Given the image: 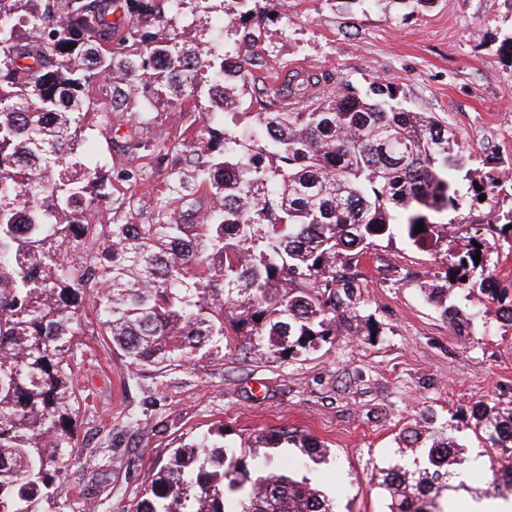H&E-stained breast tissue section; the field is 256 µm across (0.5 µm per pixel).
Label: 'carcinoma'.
<instances>
[{"instance_id": "1", "label": "carcinoma", "mask_w": 512, "mask_h": 512, "mask_svg": "<svg viewBox=\"0 0 512 512\" xmlns=\"http://www.w3.org/2000/svg\"><path fill=\"white\" fill-rule=\"evenodd\" d=\"M203 2L0 0V512H42L43 501L72 509L59 473L78 445L75 337L87 306L135 368L222 358L227 323L252 353L293 358L336 335V303L319 289L352 300L361 284L339 269L399 236L444 252L449 286L432 300L455 325L478 316L458 305L477 293L512 323V289L486 266V240L460 248L453 235L460 211L509 178H474L456 132L404 107L390 83L285 110L281 97L306 99L319 83L297 72L240 111L273 0H233L220 54L182 24ZM108 76L112 112L126 109L128 81L155 94L208 86L204 130L184 143L197 184L175 186L208 189L206 206L157 224L80 223L108 198L107 170L86 167L80 151L86 112L100 106L86 87ZM123 148L151 152L134 136ZM487 224L511 238L512 208L490 209ZM486 410L479 404L487 439H512V409ZM275 440L294 437L235 448L221 429L203 433L157 463L126 512H336L335 496L260 453ZM399 442L429 449L428 463L379 471L389 512H445L448 475L464 463L458 445L442 429L413 428ZM299 448L327 460L305 437Z\"/></svg>"}]
</instances>
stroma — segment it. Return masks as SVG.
I'll list each match as a JSON object with an SVG mask.
<instances>
[{
	"instance_id": "1",
	"label": "stroma",
	"mask_w": 512,
	"mask_h": 512,
	"mask_svg": "<svg viewBox=\"0 0 512 512\" xmlns=\"http://www.w3.org/2000/svg\"><path fill=\"white\" fill-rule=\"evenodd\" d=\"M273 13L259 69L268 83L307 71L319 78L318 97L346 83L396 84L406 108L436 113L456 131L472 168H512V0H431L399 18L371 0L351 12L336 0H274ZM203 105L186 95L171 106L135 86L123 127L170 147L186 130H203ZM85 125L97 148L88 165L114 170L108 199L85 211V223H156L176 178L191 169L140 158L133 163L142 180L124 181L119 172L133 163L120 155L113 126L98 110ZM445 270L441 257L380 241L347 270L361 287L355 300L337 295L335 336L294 359L251 354L233 338L220 359L135 370L107 345L95 309L85 308L78 446L65 494L89 512H125L154 464L188 438L220 428L237 445L287 430L324 444L327 462L299 467L300 451L287 442L270 457L336 490V512H387L376 475L423 460L422 448L400 454L397 438L429 415L463 453L455 477L466 490L449 512H467V489H489L493 469L512 459V448L490 447L472 416L481 401L512 408V326L490 310L458 332L424 294L443 284Z\"/></svg>"
}]
</instances>
